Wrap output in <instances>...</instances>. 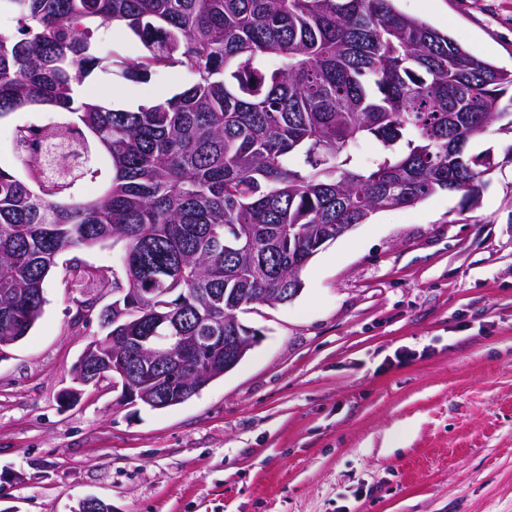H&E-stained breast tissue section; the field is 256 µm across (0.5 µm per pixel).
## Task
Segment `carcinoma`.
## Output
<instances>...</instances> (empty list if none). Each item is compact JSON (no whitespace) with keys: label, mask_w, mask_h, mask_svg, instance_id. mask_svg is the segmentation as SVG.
I'll list each match as a JSON object with an SVG mask.
<instances>
[{"label":"carcinoma","mask_w":512,"mask_h":512,"mask_svg":"<svg viewBox=\"0 0 512 512\" xmlns=\"http://www.w3.org/2000/svg\"><path fill=\"white\" fill-rule=\"evenodd\" d=\"M0 119L45 107L77 116L80 153L60 178L25 181L0 168V338L24 339L42 315L43 284L64 249L124 244L125 278L93 276L118 299L157 297L115 323L127 345L159 337L256 336L238 314L271 305L341 224L447 191L478 199L512 163L472 154L498 125L512 138V71L472 54L394 0H0ZM141 45L126 78L182 67L190 80L162 101L87 102L74 87L112 71L100 30ZM69 126H21L24 141L70 140ZM374 149L365 157L362 145ZM111 177L92 199H74ZM95 362L131 363L115 345ZM224 376V351L140 366L137 383L166 406L197 394V371ZM102 176H100L95 182H86L80 184L76 191L75 197L76 199H89L96 195H98L104 187L107 185L109 177H110V163L107 158L102 160Z\"/></svg>","instance_id":"1"}]
</instances>
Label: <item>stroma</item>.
<instances>
[{
	"label": "stroma",
	"mask_w": 512,
	"mask_h": 512,
	"mask_svg": "<svg viewBox=\"0 0 512 512\" xmlns=\"http://www.w3.org/2000/svg\"><path fill=\"white\" fill-rule=\"evenodd\" d=\"M396 6L512 70V0ZM186 82L179 67L91 80L118 103ZM63 120L0 119V168L26 173L15 126ZM123 251H62L41 318L0 356V512L89 496L112 512H512V165L476 205L440 192L328 242L293 301L243 314L259 343L188 401L130 405L105 381L62 404L115 299L70 267L119 276Z\"/></svg>",
	"instance_id": "35a3bbf8"
}]
</instances>
